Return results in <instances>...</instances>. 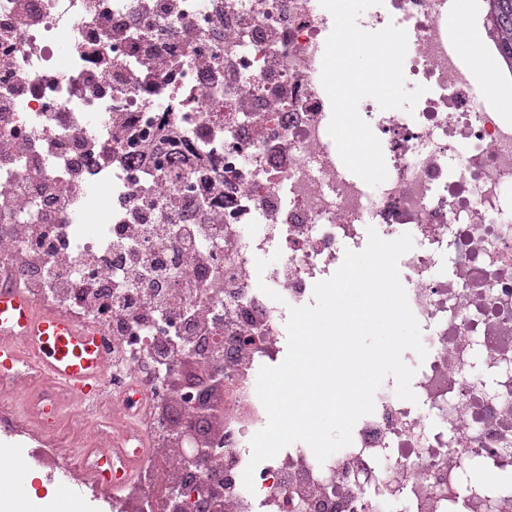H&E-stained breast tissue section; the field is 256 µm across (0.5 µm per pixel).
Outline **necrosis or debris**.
Instances as JSON below:
<instances>
[{"mask_svg":"<svg viewBox=\"0 0 512 512\" xmlns=\"http://www.w3.org/2000/svg\"><path fill=\"white\" fill-rule=\"evenodd\" d=\"M391 24L408 36L406 82L435 93L411 114L363 100L388 173L369 191L336 164L321 83L332 16L319 0H0V288L30 264L36 306L101 332L109 349L104 400L91 410L56 388L59 420L45 417L33 371L0 377L1 435L35 430L64 474L117 440L140 449L135 512H169L170 472L185 459L153 445L151 412L170 390L142 370L153 337L196 327L101 307L94 291L129 274L117 240L169 224L176 248L150 237L140 249L163 261L160 283L188 280L213 299L201 315L224 354V431L199 468L223 465L224 512H512L501 478L512 469V81L483 104L448 57V0H382L359 21ZM8 224L34 234L6 236ZM371 224L413 239L406 293L427 356L413 360L411 387L424 406L382 384L349 446L321 462L293 443L246 489L250 441L267 423L258 372L286 356L289 307L313 304ZM452 246L448 278L438 267ZM272 250L278 263L258 272ZM61 261L67 277L48 287ZM478 341L489 387L470 371ZM474 465L489 479L464 485Z\"/></svg>","mask_w":512,"mask_h":512,"instance_id":"obj_1","label":"necrosis or debris"}]
</instances>
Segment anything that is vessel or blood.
Wrapping results in <instances>:
<instances>
[{
	"mask_svg": "<svg viewBox=\"0 0 512 512\" xmlns=\"http://www.w3.org/2000/svg\"><path fill=\"white\" fill-rule=\"evenodd\" d=\"M107 356V343L98 332L65 315L39 311L23 289H0L1 376L32 363L47 382L89 397L105 387ZM96 476L95 487L101 493L111 496L122 491L133 476L126 449L102 451Z\"/></svg>",
	"mask_w": 512,
	"mask_h": 512,
	"instance_id": "obj_1",
	"label": "vessel or blood"
}]
</instances>
